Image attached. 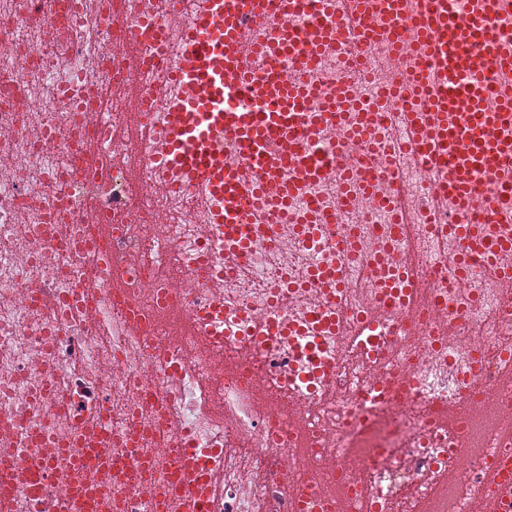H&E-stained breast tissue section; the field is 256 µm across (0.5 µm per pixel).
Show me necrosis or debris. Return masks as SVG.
<instances>
[{"mask_svg": "<svg viewBox=\"0 0 512 512\" xmlns=\"http://www.w3.org/2000/svg\"><path fill=\"white\" fill-rule=\"evenodd\" d=\"M166 2L80 0L58 29L61 0H0V460L15 478L0 512H71L77 485L100 486L92 512H145L167 496L179 447L212 475L205 512H330L324 493L340 482L352 512H422L444 494L450 512H468L489 467L512 461V287L476 252L457 272L458 204L436 196L439 172L413 147L425 100L386 97L399 77L387 17L361 47L326 14L308 75L314 111L348 83L346 127L363 108L382 112L376 141L349 151L372 153V193L346 209L339 171L303 181L288 202L310 225H255L242 260L217 222L221 201L187 177L166 191L159 141L125 135L128 81L152 112L185 93L168 69L209 0H183L176 22ZM108 7L150 17L142 38L158 66L127 72ZM131 154L147 162L135 186L123 177ZM477 183L467 210L480 232L511 235V213L483 220L495 179ZM391 196L407 215L399 236ZM99 224L113 225L111 239L78 248ZM346 237L347 256L336 251ZM199 257L213 279L199 277ZM269 323L288 331L254 343ZM465 397L467 412L444 423ZM60 447L86 466L30 494L28 476ZM100 455L112 458L105 484ZM138 455L147 470L129 468Z\"/></svg>", "mask_w": 512, "mask_h": 512, "instance_id": "necrosis-or-debris-1", "label": "necrosis or debris"}]
</instances>
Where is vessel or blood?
Segmentation results:
<instances>
[{
    "label": "vessel or blood",
    "mask_w": 512,
    "mask_h": 512,
    "mask_svg": "<svg viewBox=\"0 0 512 512\" xmlns=\"http://www.w3.org/2000/svg\"><path fill=\"white\" fill-rule=\"evenodd\" d=\"M323 0H214L210 10L199 13L185 30L186 49L174 67L182 84L204 86L203 96H184L156 117L163 141V154L171 167L192 173L206 192L224 202V232L238 243L240 256H248L252 238L247 225L256 223L258 203L266 188L246 179L245 169L266 174L282 173L289 189L300 177L318 174L322 163L310 150V140L324 122L340 123L342 112H312L308 109L306 74L314 64L304 53L299 35L280 28L285 52L295 59L301 75L285 79L266 56L264 39L255 37L257 22L271 17H292L305 9L323 16ZM371 0H352L351 18H337V28L353 24L357 44L374 34L370 25ZM396 18L415 29L426 49L425 62L435 69V87L428 108L436 143L423 142L419 151L448 172L437 193L463 199L472 195L474 183L461 179L456 170L460 159L471 169L494 173L512 167V140L495 143L488 129L500 117L512 119V52L500 44L512 36L492 15L456 17L448 0H421L412 12L396 10ZM106 20L124 32L122 51L131 65L144 59L141 41L143 18L107 14ZM267 92L251 93L255 82ZM495 99V109L485 102ZM235 143L239 163L225 165L217 150L219 136ZM512 206V180L502 181L484 208L493 216ZM170 492L188 500L201 497L203 480L190 464V451L174 448ZM488 497L478 512H498L501 492L512 485V469L497 466L486 474Z\"/></svg>",
    "instance_id": "obj_1"
}]
</instances>
